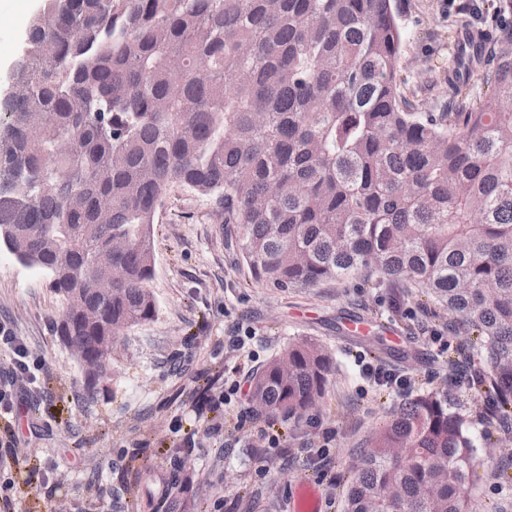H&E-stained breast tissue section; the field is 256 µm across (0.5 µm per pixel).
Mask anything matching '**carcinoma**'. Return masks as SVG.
I'll return each mask as SVG.
<instances>
[{
  "label": "carcinoma",
  "instance_id": "cac0c4a2",
  "mask_svg": "<svg viewBox=\"0 0 512 512\" xmlns=\"http://www.w3.org/2000/svg\"><path fill=\"white\" fill-rule=\"evenodd\" d=\"M403 41L394 0H51L12 70L28 93L0 94V246L49 277L79 363L155 318L154 224L173 182L237 225L258 281L426 297L463 337L448 367L473 370L487 424L475 432L446 388L410 397L356 454L343 512H472L479 448L512 442V23L490 63L458 40L487 93L457 88L439 110L405 90ZM101 262L112 294L76 293ZM335 371L295 339L250 402L297 421ZM83 374L92 399L105 379Z\"/></svg>",
  "mask_w": 512,
  "mask_h": 512
}]
</instances>
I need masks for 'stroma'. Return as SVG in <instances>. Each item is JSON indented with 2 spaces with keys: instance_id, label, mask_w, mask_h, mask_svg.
<instances>
[{
  "instance_id": "1",
  "label": "stroma",
  "mask_w": 512,
  "mask_h": 512,
  "mask_svg": "<svg viewBox=\"0 0 512 512\" xmlns=\"http://www.w3.org/2000/svg\"><path fill=\"white\" fill-rule=\"evenodd\" d=\"M496 0H398L405 41L400 74L418 99H448L444 69L458 18L494 33ZM43 0H8L0 9V91L29 21ZM209 201L171 184L154 230L156 317L118 340L112 377L95 401L84 399L74 357L53 320L61 310L47 278L0 249V324L40 364L35 384L19 379L12 412L0 418V512H156L161 481L182 464L196 512H285L297 483L314 486L320 512H342L349 466L371 431L416 392L448 386L471 407L483 398L448 370L453 336L410 331L417 299L392 316L383 288L358 281L276 288L255 281ZM297 336L318 341L337 369L322 403L299 421L255 417L239 427L247 392L211 410L225 381L249 383ZM403 376L405 388L374 384L366 366ZM280 438L278 448L265 444ZM474 512L512 506V487L495 472L502 452L482 453Z\"/></svg>"
}]
</instances>
